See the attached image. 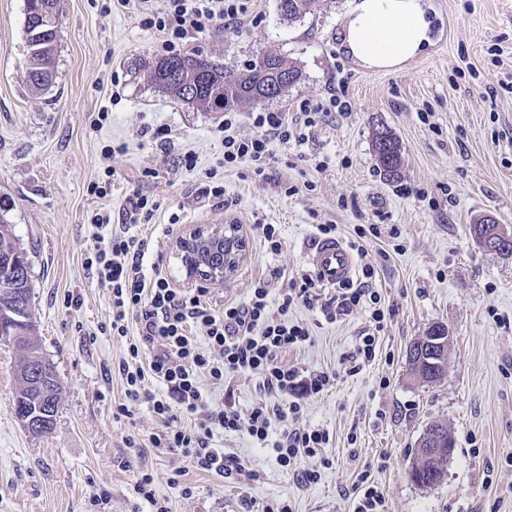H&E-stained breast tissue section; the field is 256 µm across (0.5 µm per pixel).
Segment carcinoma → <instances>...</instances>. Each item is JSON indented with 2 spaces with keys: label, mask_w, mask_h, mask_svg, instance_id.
<instances>
[{
  "label": "carcinoma",
  "mask_w": 512,
  "mask_h": 512,
  "mask_svg": "<svg viewBox=\"0 0 512 512\" xmlns=\"http://www.w3.org/2000/svg\"><path fill=\"white\" fill-rule=\"evenodd\" d=\"M29 8L36 15L43 16V24L39 34L27 38L26 73L31 89L35 92L47 90L56 77L55 55L58 40L59 0H28ZM286 4L283 16L296 20L313 13L319 0H281ZM144 67L150 82L162 92L196 107V109L212 112L221 111L244 105H258L259 96L275 99L288 91V88L300 81L302 72L297 65L285 56L276 52L263 57L238 70L240 81L229 83L224 78V67L221 62L201 54L171 55L161 57L146 65L134 64V68ZM372 146L384 175L394 180L400 177L403 166L401 144L391 128H385V135L373 129ZM10 209L0 200V269H9L15 278L8 280L10 288H31L30 278L20 275L23 266L30 265L27 254L17 243L9 220ZM9 332L24 337L19 344L23 356L16 371L18 383L15 410L21 406L28 408L34 404L51 405L58 410L62 385L54 381L52 394L44 396L35 387L29 386L28 369L33 366H45L53 370L52 365L41 355L35 343L36 324L33 316H28L23 323H14ZM421 338L414 339L407 349L409 372L416 375L426 374L436 382L441 380L447 370L435 371L417 364L414 350Z\"/></svg>",
  "instance_id": "cac0c4a2"
}]
</instances>
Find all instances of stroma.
Listing matches in <instances>:
<instances>
[{
  "label": "stroma",
  "instance_id": "stroma-1",
  "mask_svg": "<svg viewBox=\"0 0 512 512\" xmlns=\"http://www.w3.org/2000/svg\"><path fill=\"white\" fill-rule=\"evenodd\" d=\"M351 4L322 0L291 21L278 0H246L232 31L186 42L184 53L234 69L269 51L286 56L302 78L267 106L289 121H299L301 103L327 105L335 89L349 102L348 111L306 128L302 142L274 144L257 176L225 170L223 113L177 102L134 70L135 61L155 59L159 35L141 29L132 11L109 0H61L56 83L35 93L25 79L26 2L0 0V198L28 252L39 349L62 382L53 429L30 434L14 407L20 353L0 342V512H149L132 490L143 471L172 512H245L279 501L292 512H352L349 492L363 474L381 487L387 512H512V255L483 250L470 232L488 216L512 229V0H428L433 43L396 70L365 68L345 52L342 18ZM380 122L402 145L396 181L372 149ZM164 124L173 136L160 146L150 135ZM121 143L126 152H116ZM187 150L195 169L178 162ZM210 172L223 195L207 194ZM137 192L155 204L138 228L150 241L143 262L180 290L174 241L182 229L239 225L243 256L224 283L209 287L219 305L246 302L264 277L278 300L287 282L276 271L310 270L315 225H337L342 240L354 225H378L380 236L364 243L387 310L374 361L357 371L344 361L368 328L367 309L333 324L301 305L290 314L309 326L311 341L285 362L336 376L297 421L330 435L317 482L284 472L273 449L243 431L213 438L255 474L236 482L151 448L163 422L148 403H130V416L116 417L125 343L108 328L110 294L86 270L85 250L92 215L121 228ZM257 224L281 225V253L260 245ZM436 323L451 336L450 365L426 385L410 375L407 348ZM204 391L210 404L241 410L264 396L246 377ZM435 420L447 423L457 447L443 481L422 487L410 478L414 448ZM97 494L105 506L93 505Z\"/></svg>",
  "mask_w": 512,
  "mask_h": 512
}]
</instances>
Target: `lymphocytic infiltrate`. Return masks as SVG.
Instances as JSON below:
<instances>
[{"label": "lymphocytic infiltrate", "instance_id": "lymphocytic-infiltrate-1", "mask_svg": "<svg viewBox=\"0 0 512 512\" xmlns=\"http://www.w3.org/2000/svg\"><path fill=\"white\" fill-rule=\"evenodd\" d=\"M117 4L133 6L139 26L160 34L157 52L168 56L180 53L188 36L219 25L231 27L243 14V0H164L160 7L154 0H117ZM248 118L254 131L243 136L235 131L236 114L225 113L224 166H245L260 176L274 157L273 142H290L294 130L283 112H252ZM150 215L148 199L129 198L126 229L97 236L93 249L97 279L111 293L110 328L114 336L128 341L119 364L126 401L117 405V415L129 416L128 401L149 403L167 425L151 436V446L179 454L201 471L232 474L223 449L213 447L211 439L218 430L244 431L260 447L273 448L283 470L299 471L308 483L317 481V468L302 470L298 464L302 458L319 456L329 434L318 428L292 429L288 423L299 418L306 401L332 386L335 376L283 363L288 350L311 340L309 327L291 321L289 313L296 306H308L332 324L366 305L371 323L382 327L386 314L381 297L365 286L375 275L373 266H362L363 284L340 285L326 300L317 280L303 274L289 278L278 303H271L268 282L261 279L255 281L247 303L228 302L218 308L206 289L180 291L171 288L159 267L144 269L148 240L128 228ZM236 376L256 379L259 387L276 395L277 409L265 402L246 411L211 406L203 381L220 385ZM157 383L164 386V393L154 391ZM185 415L192 417V424L178 425V417ZM277 422L284 429L274 440L270 432Z\"/></svg>", "mask_w": 512, "mask_h": 512}]
</instances>
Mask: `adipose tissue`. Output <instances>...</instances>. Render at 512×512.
I'll return each mask as SVG.
<instances>
[{"label":"adipose tissue","mask_w":512,"mask_h":512,"mask_svg":"<svg viewBox=\"0 0 512 512\" xmlns=\"http://www.w3.org/2000/svg\"><path fill=\"white\" fill-rule=\"evenodd\" d=\"M431 26L425 0H353L343 41L361 65L392 69L425 52Z\"/></svg>","instance_id":"ef3b65f1"}]
</instances>
